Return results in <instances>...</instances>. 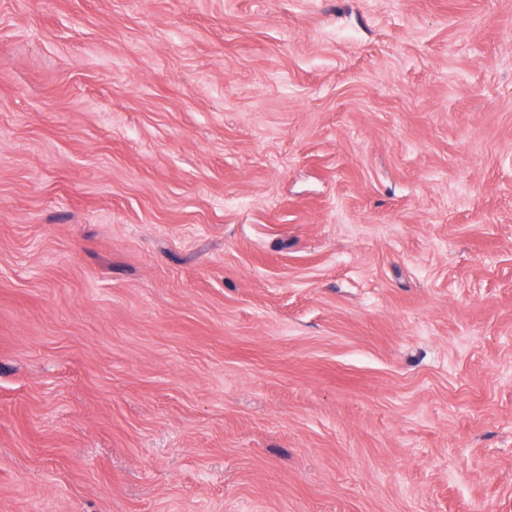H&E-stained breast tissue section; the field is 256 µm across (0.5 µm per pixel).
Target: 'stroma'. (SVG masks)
I'll list each match as a JSON object with an SVG mask.
<instances>
[{
	"label": "stroma",
	"instance_id": "obj_1",
	"mask_svg": "<svg viewBox=\"0 0 512 512\" xmlns=\"http://www.w3.org/2000/svg\"><path fill=\"white\" fill-rule=\"evenodd\" d=\"M0 512H512V0H0Z\"/></svg>",
	"mask_w": 512,
	"mask_h": 512
}]
</instances>
